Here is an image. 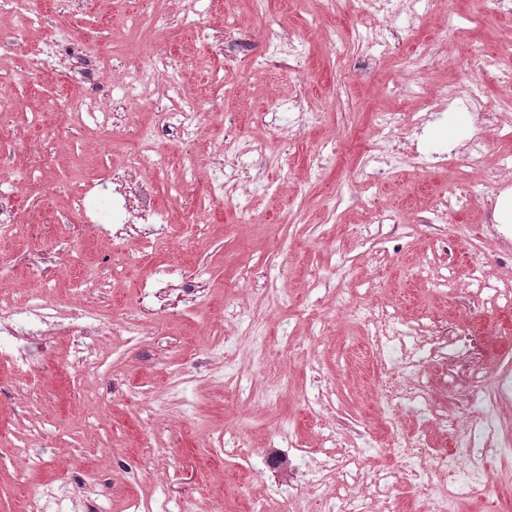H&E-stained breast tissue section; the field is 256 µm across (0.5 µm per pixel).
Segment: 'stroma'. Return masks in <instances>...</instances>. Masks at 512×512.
Listing matches in <instances>:
<instances>
[{"mask_svg":"<svg viewBox=\"0 0 512 512\" xmlns=\"http://www.w3.org/2000/svg\"><path fill=\"white\" fill-rule=\"evenodd\" d=\"M413 0L390 12L356 11L347 0H152L167 23L148 27L137 0H35L25 27L0 9V162L14 166V189L0 193V308L18 309L32 286L42 288L61 322L86 305L119 319L138 304L137 290L159 265L176 273L157 298L141 306L140 336H98L94 372L65 367L54 336L21 337L37 347V391L20 385L0 363V512H25L29 498L52 486L48 512H86L89 499L105 512L131 503H169L172 512H245L266 489L290 488L302 512H321L334 484L311 490L305 471L322 432L335 428L340 446L363 448L368 471L392 473L400 512H415L404 464L385 452L378 405L403 378L399 352L377 364L369 347L384 335L380 322L356 320L364 305L395 312L407 326L440 317L448 357L414 350L416 372L435 404L458 424L471 410V375L512 374V224L492 220V203L512 190L508 96L491 74L471 68L476 53L512 67V15L497 0H432L411 21ZM209 38L198 42L196 32ZM303 39L306 51L287 69L251 70L267 30ZM382 32L388 45L369 43ZM65 33L46 68L31 64L49 39ZM427 46L428 63L412 47ZM171 57L182 91L200 100L192 154L162 128L158 107L171 104L168 74L140 85L136 121L124 117L125 88L153 57ZM481 85L487 109L462 100ZM420 87L440 116L398 126L384 137L372 114L419 106ZM320 115L305 125L306 112ZM487 130L481 171L466 161L478 127ZM262 138L265 160L239 155L232 198L210 190L224 178L225 136ZM340 143L335 162L315 169L320 143ZM150 143L165 168L131 170L126 156ZM391 152L412 147L424 167L396 169L369 187L360 157L371 145ZM124 186V218L112 219V198L86 211L72 201L101 181ZM173 219L170 234L145 248L136 219L140 195ZM471 192L441 223L431 211L442 196ZM392 211L393 224L379 223ZM40 278L31 281L29 273ZM194 281V293L184 284ZM253 335H244L249 317ZM293 341L295 351L285 349ZM185 370L178 387L170 372ZM243 376V391L224 381ZM240 436L245 455L225 456L215 440ZM36 450L28 466L20 446ZM489 464L497 489L488 502L460 512H512V467ZM264 512H282L281 500Z\"/></svg>","mask_w":512,"mask_h":512,"instance_id":"obj_1","label":"stroma"}]
</instances>
